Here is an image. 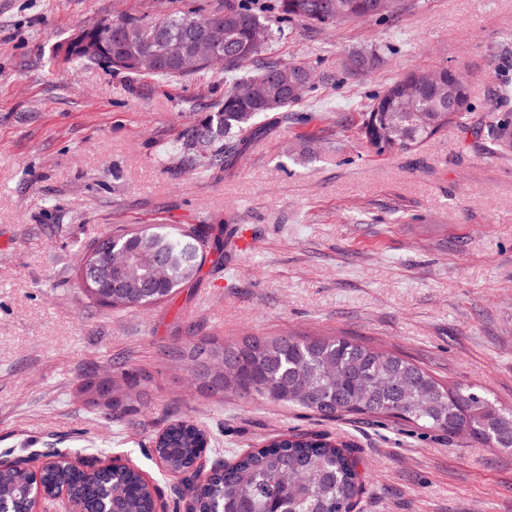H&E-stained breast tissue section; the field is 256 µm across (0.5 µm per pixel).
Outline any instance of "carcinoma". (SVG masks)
<instances>
[{
	"mask_svg": "<svg viewBox=\"0 0 512 512\" xmlns=\"http://www.w3.org/2000/svg\"><path fill=\"white\" fill-rule=\"evenodd\" d=\"M401 0H276L274 21L251 9L224 0V9L200 15L192 8L159 19L121 18L112 21V41L106 39L107 20L92 21L66 41V58L105 64L140 74L129 64L153 57L150 75H183L176 47L191 26L224 22V49L212 63L224 65L230 88L224 101L205 113L186 134L180 159L194 168L222 166L238 140L252 131L256 119L296 102L308 87L309 71L296 64L267 63L253 78L237 76L243 60H253L267 40L286 35L284 25L302 21L317 25L393 18ZM84 40L99 41L101 54L91 57L80 49ZM210 63V64H212ZM204 63L200 69L210 67ZM421 74L394 82L371 99L361 113V135L380 153L408 152L435 136L453 121L462 122L468 102L455 105L448 84L465 85L457 74L420 86ZM487 134L501 147L512 146L509 124L487 125ZM198 135L211 140L207 156L192 148ZM224 242L210 224H147L120 228L89 243L77 259L75 275L88 297L101 306L126 309L174 298L180 288L200 279L207 256L221 253ZM132 255L125 273L126 287L102 299L99 287L112 280L111 259ZM165 267L167 278L155 281L150 271ZM202 388H221L242 397L322 418L344 415L391 417L465 437L492 448L512 449V411L503 409L472 387H447L420 365L346 337L247 336L224 344L214 339L183 353ZM224 361V384L219 388L202 371L203 363ZM133 376L118 370L106 380L92 375L80 385L86 403L106 410L109 423L128 411L106 398L111 387H128ZM204 431L186 420H173L155 444L157 457L173 471L192 474L188 512H353L363 488L358 471L359 449L331 442L322 435L296 433L272 440L238 455L224 466L195 468L206 454ZM53 461L31 472L12 466L0 469V512H26L32 491L53 497L66 491L82 512H152L154 494L135 468L120 466L92 480L71 464L67 455L51 453Z\"/></svg>",
	"mask_w": 512,
	"mask_h": 512,
	"instance_id": "1",
	"label": "carcinoma"
}]
</instances>
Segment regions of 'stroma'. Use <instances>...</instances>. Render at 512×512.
<instances>
[{
    "label": "stroma",
    "mask_w": 512,
    "mask_h": 512,
    "mask_svg": "<svg viewBox=\"0 0 512 512\" xmlns=\"http://www.w3.org/2000/svg\"><path fill=\"white\" fill-rule=\"evenodd\" d=\"M224 0H0V459L119 458L176 512L183 482L154 441L169 420L211 438L207 467L276 436L359 448L353 512H512V450L386 417L324 419L200 388L181 353L217 339L341 336L393 351L512 409V0H404L396 18L296 23L240 73L298 64L311 86L289 120L259 117L224 168L177 148L228 88L223 67L158 79L55 57L83 23L160 17ZM460 72L471 110L408 153L359 133L394 80ZM237 224L251 246L207 262L169 302L112 310L71 273L117 227ZM132 412L104 423L79 393L112 365Z\"/></svg>",
    "instance_id": "35a3bbf8"
}]
</instances>
